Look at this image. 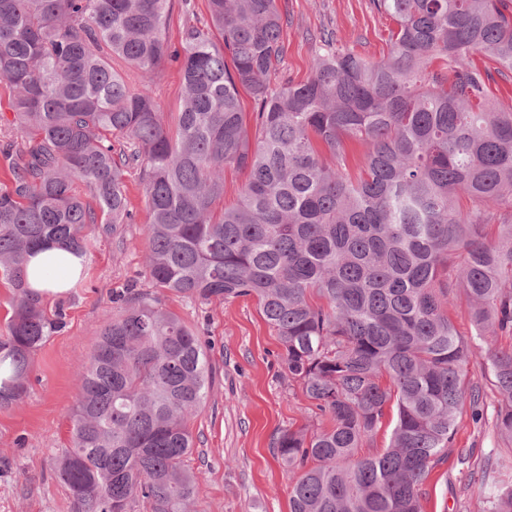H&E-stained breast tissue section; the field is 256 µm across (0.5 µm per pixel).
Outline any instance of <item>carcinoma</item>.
<instances>
[{"instance_id":"cac0c4a2","label":"carcinoma","mask_w":512,"mask_h":512,"mask_svg":"<svg viewBox=\"0 0 512 512\" xmlns=\"http://www.w3.org/2000/svg\"><path fill=\"white\" fill-rule=\"evenodd\" d=\"M390 52L370 61L322 37L311 76L273 86L277 0H208L211 27L163 37L171 0H0V82L25 135L0 154V409L27 392L31 357L63 325L24 278L47 243L78 255L87 230L129 216L123 176L140 169L146 271L97 330L79 375L71 445L54 470L74 512H192L190 421L213 368L164 293L203 304L251 297L327 424L273 438L293 481L290 512H423L464 407L482 401L467 366L485 351L512 440V107L488 97L477 52L512 73V0H372ZM180 61L175 129L118 58L150 78ZM256 103L254 131L240 89ZM124 140L112 147V138ZM366 147L356 175L345 141ZM249 171L224 207V170ZM84 186L86 193L79 191ZM464 298L474 336L449 310ZM388 447L363 455L388 404ZM488 512H512V489Z\"/></svg>"}]
</instances>
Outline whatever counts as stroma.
I'll return each mask as SVG.
<instances>
[{"label":"stroma","mask_w":512,"mask_h":512,"mask_svg":"<svg viewBox=\"0 0 512 512\" xmlns=\"http://www.w3.org/2000/svg\"><path fill=\"white\" fill-rule=\"evenodd\" d=\"M285 17L281 61L271 82L305 81L320 50L319 32L332 31L340 49L372 61L386 57L391 18L370 0H278ZM166 117L180 102L179 64L166 60L151 82ZM131 219L116 231H94L85 274L63 298L66 324L32 356L22 400L0 409V512H73L54 462L70 444L77 374L95 348L97 328L115 312L113 299L127 286L149 283L144 228L149 220L139 169L126 176ZM165 304L209 347L213 378L202 410L192 419L195 447L188 466L203 475L196 512H289L290 475L271 442L285 429L319 422L301 386L284 378L281 346L251 298L200 304L168 295ZM469 374L486 405L484 422L458 418L454 446L423 486L424 512H482L485 498L512 486V442L496 427L498 395L487 354L473 358ZM469 461L459 465L460 454Z\"/></svg>","instance_id":"35a3bbf8"}]
</instances>
